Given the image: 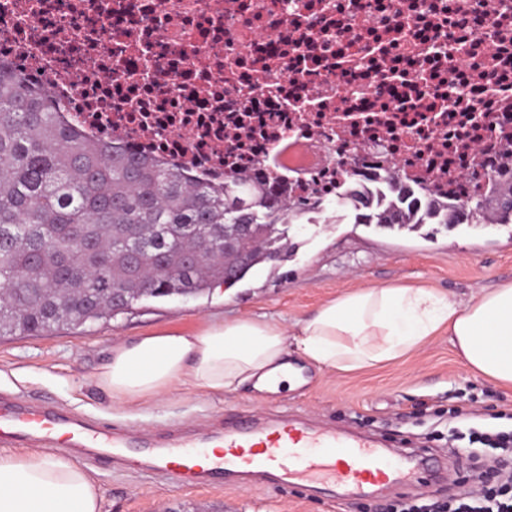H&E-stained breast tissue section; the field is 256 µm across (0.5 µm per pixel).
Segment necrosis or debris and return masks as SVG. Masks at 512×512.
<instances>
[{
  "label": "necrosis or debris",
  "mask_w": 512,
  "mask_h": 512,
  "mask_svg": "<svg viewBox=\"0 0 512 512\" xmlns=\"http://www.w3.org/2000/svg\"><path fill=\"white\" fill-rule=\"evenodd\" d=\"M0 0V63L81 133L330 203L395 168L463 198L512 137V0Z\"/></svg>",
  "instance_id": "obj_1"
}]
</instances>
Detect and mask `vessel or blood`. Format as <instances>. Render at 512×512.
I'll return each instance as SVG.
<instances>
[{
  "instance_id": "obj_1",
  "label": "vessel or blood",
  "mask_w": 512,
  "mask_h": 512,
  "mask_svg": "<svg viewBox=\"0 0 512 512\" xmlns=\"http://www.w3.org/2000/svg\"><path fill=\"white\" fill-rule=\"evenodd\" d=\"M10 440L72 448L100 462L129 451L141 474L164 476L182 486L224 488L232 476L261 477L281 489L324 486L356 499L376 487L409 483L420 474L438 482L445 478L424 448L418 449L413 466L405 470L392 463L376 437L247 414L225 419L222 429L193 442L161 447L44 404H22L5 396L0 398V442ZM211 447L222 449L221 460L202 463L200 449Z\"/></svg>"
}]
</instances>
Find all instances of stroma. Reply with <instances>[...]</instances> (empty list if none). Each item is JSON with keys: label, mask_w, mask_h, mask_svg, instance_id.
I'll return each instance as SVG.
<instances>
[{"label": "stroma", "mask_w": 512, "mask_h": 512, "mask_svg": "<svg viewBox=\"0 0 512 512\" xmlns=\"http://www.w3.org/2000/svg\"><path fill=\"white\" fill-rule=\"evenodd\" d=\"M292 260L261 265L224 289L194 298L141 301L108 321L64 328L45 336L0 339V392L38 397L90 417L120 423L139 435L217 425L245 410L272 418L292 416L336 426H360L392 442L414 439L449 453L451 468L497 454L468 440H452V425L507 429L512 388L471 372L447 337L435 336L418 352L353 373L307 366L305 381L279 394L247 388L213 396L187 388L147 404L120 403L98 386L96 375L113 345L156 331L194 333L215 320L263 315L284 326L354 288L423 284L465 298L477 288L512 282V233L462 224L429 237L355 225L351 210L328 205L322 219L290 227ZM456 408L458 423L448 420ZM100 486L102 512H359V501L338 502L302 488L281 491L260 481L235 489L186 487L141 477L132 464L86 465Z\"/></svg>", "instance_id": "stroma-1"}]
</instances>
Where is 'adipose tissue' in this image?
Masks as SVG:
<instances>
[{
  "mask_svg": "<svg viewBox=\"0 0 512 512\" xmlns=\"http://www.w3.org/2000/svg\"><path fill=\"white\" fill-rule=\"evenodd\" d=\"M442 332L471 370L512 387V283L464 300L421 286H375L345 292L288 328L240 317L196 333L137 336L113 346L97 382L126 402L184 387L275 392L302 384V364L340 372L374 367ZM0 512H102V492L69 457L0 448Z\"/></svg>",
  "mask_w": 512,
  "mask_h": 512,
  "instance_id": "1",
  "label": "adipose tissue"
}]
</instances>
